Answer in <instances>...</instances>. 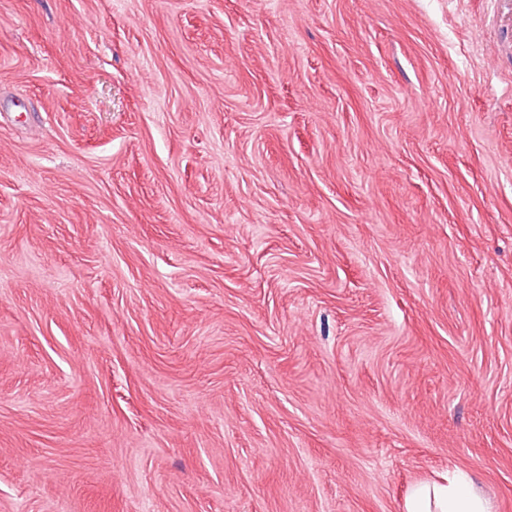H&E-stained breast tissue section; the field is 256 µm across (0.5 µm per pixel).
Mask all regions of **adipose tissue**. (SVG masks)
I'll return each instance as SVG.
<instances>
[{"mask_svg": "<svg viewBox=\"0 0 512 512\" xmlns=\"http://www.w3.org/2000/svg\"><path fill=\"white\" fill-rule=\"evenodd\" d=\"M405 512H489L486 502L457 476L439 484L416 485L404 502Z\"/></svg>", "mask_w": 512, "mask_h": 512, "instance_id": "1", "label": "adipose tissue"}]
</instances>
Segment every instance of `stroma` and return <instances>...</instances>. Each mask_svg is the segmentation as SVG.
<instances>
[{
  "instance_id": "35a3bbf8",
  "label": "stroma",
  "mask_w": 512,
  "mask_h": 512,
  "mask_svg": "<svg viewBox=\"0 0 512 512\" xmlns=\"http://www.w3.org/2000/svg\"><path fill=\"white\" fill-rule=\"evenodd\" d=\"M512 512V0H0V512ZM444 481L416 485L405 499V512H490L486 502L470 492L460 477Z\"/></svg>"
}]
</instances>
